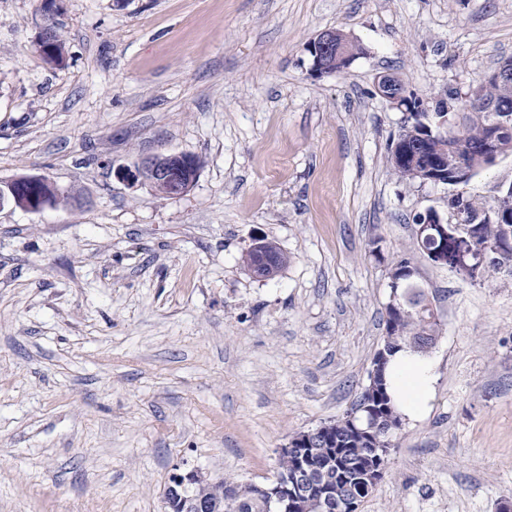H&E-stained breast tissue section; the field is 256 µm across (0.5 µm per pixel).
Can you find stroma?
<instances>
[{
	"label": "stroma",
	"mask_w": 512,
	"mask_h": 512,
	"mask_svg": "<svg viewBox=\"0 0 512 512\" xmlns=\"http://www.w3.org/2000/svg\"><path fill=\"white\" fill-rule=\"evenodd\" d=\"M62 3L53 67L40 0H0V181L82 198L0 207V512H164L191 469L270 483L279 448L366 385L393 257L439 323L434 396L359 512L512 501V277L420 252L414 215H447L457 188L392 174L406 114L376 88L453 90L463 111L512 57V0ZM328 29L363 52L319 75L307 45ZM171 152L202 161L181 197L116 175ZM511 183L509 155L460 189ZM258 237L288 256L269 279L242 263ZM51 0L42 1L41 5L44 8L41 10V22L39 25V45L48 44L52 41L53 26L55 19V7L52 5ZM50 52L45 53L43 58L45 62L52 66L62 65L65 60L66 46L65 41L60 33V28L56 29L55 38L52 43L49 44ZM47 57V58H46ZM62 189L45 175H23L4 184L2 194L14 197V204L28 212H40L50 206L52 197Z\"/></svg>",
	"instance_id": "1"
}]
</instances>
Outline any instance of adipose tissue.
<instances>
[{"label":"adipose tissue","instance_id":"obj_1","mask_svg":"<svg viewBox=\"0 0 512 512\" xmlns=\"http://www.w3.org/2000/svg\"><path fill=\"white\" fill-rule=\"evenodd\" d=\"M387 376L390 393L398 411L405 417L423 413L433 396V367L412 351L401 350L391 357Z\"/></svg>","mask_w":512,"mask_h":512}]
</instances>
